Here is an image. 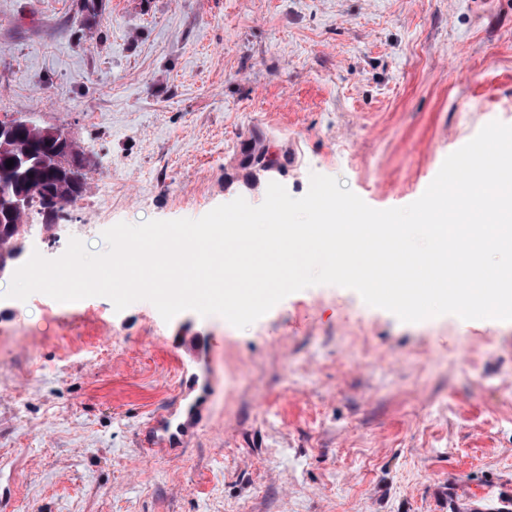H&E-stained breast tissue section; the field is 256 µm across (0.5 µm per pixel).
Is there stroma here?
<instances>
[{"instance_id": "obj_1", "label": "stroma", "mask_w": 512, "mask_h": 512, "mask_svg": "<svg viewBox=\"0 0 512 512\" xmlns=\"http://www.w3.org/2000/svg\"><path fill=\"white\" fill-rule=\"evenodd\" d=\"M0 0V115L73 134L86 189L0 274V512H512V321L421 324L331 284L250 326L146 300L3 298L32 255L104 250L116 223L197 219L311 174L375 209L417 200L487 123L512 124V0ZM288 153L244 168L252 134ZM111 196H104V186ZM216 389L176 459L137 433ZM210 350V343L202 336L180 337L183 387L173 405L164 406L140 427L138 444L148 455H181L202 425L212 389L199 383L200 377L194 369L209 358ZM198 390L200 394L191 397Z\"/></svg>"}]
</instances>
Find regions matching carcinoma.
Returning a JSON list of instances; mask_svg holds the SVG:
<instances>
[{
    "label": "carcinoma",
    "instance_id": "obj_1",
    "mask_svg": "<svg viewBox=\"0 0 512 512\" xmlns=\"http://www.w3.org/2000/svg\"><path fill=\"white\" fill-rule=\"evenodd\" d=\"M55 143L56 139L43 136L39 129L22 132L9 141L0 139V257L5 255L12 260L17 256L15 241L24 224L21 216L7 210L6 204L26 195L34 186L41 188L43 194L31 196L29 203L39 202L43 213L50 205L61 211L82 196L83 167L66 170L54 165L51 155ZM8 160L14 161V166L7 167ZM286 161L287 156L272 151L259 135L252 136L242 151V165L263 171H280Z\"/></svg>",
    "mask_w": 512,
    "mask_h": 512
}]
</instances>
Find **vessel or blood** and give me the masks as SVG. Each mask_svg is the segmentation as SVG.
Wrapping results in <instances>:
<instances>
[{"mask_svg":"<svg viewBox=\"0 0 512 512\" xmlns=\"http://www.w3.org/2000/svg\"><path fill=\"white\" fill-rule=\"evenodd\" d=\"M210 356V344L200 336H184L179 341V363L183 387L178 401L164 407L140 428L138 444L148 455H181L200 428L210 397L209 387L200 385L197 366Z\"/></svg>","mask_w":512,"mask_h":512,"instance_id":"vessel-or-blood-1","label":"vessel or blood"}]
</instances>
